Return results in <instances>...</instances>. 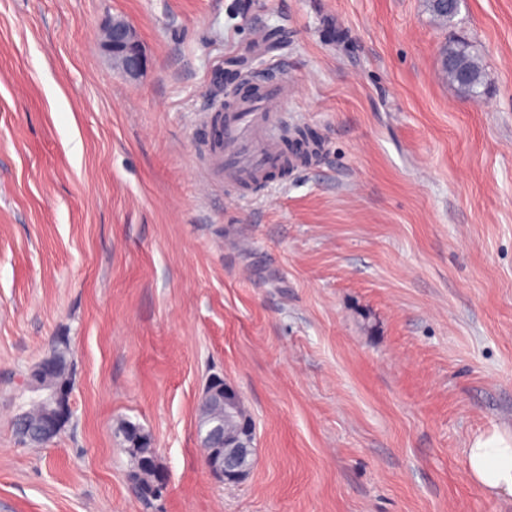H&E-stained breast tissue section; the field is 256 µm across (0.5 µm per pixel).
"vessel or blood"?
<instances>
[{
    "label": "vessel or blood",
    "instance_id": "1",
    "mask_svg": "<svg viewBox=\"0 0 512 512\" xmlns=\"http://www.w3.org/2000/svg\"><path fill=\"white\" fill-rule=\"evenodd\" d=\"M293 94L285 81L249 75L230 108L218 106L201 114L200 127L213 131L199 158L206 187L219 183L230 190L260 188L271 174L298 167V159L273 133Z\"/></svg>",
    "mask_w": 512,
    "mask_h": 512
}]
</instances>
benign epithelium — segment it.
<instances>
[{
    "label": "benign epithelium",
    "instance_id": "benign-epithelium-1",
    "mask_svg": "<svg viewBox=\"0 0 512 512\" xmlns=\"http://www.w3.org/2000/svg\"><path fill=\"white\" fill-rule=\"evenodd\" d=\"M103 49L118 61L121 73L139 76L146 65L134 27L125 20H112L103 29ZM202 423L197 437L205 450L210 475L227 486L241 483L255 463V428L241 405L238 392L214 378L203 391L197 407Z\"/></svg>",
    "mask_w": 512,
    "mask_h": 512
}]
</instances>
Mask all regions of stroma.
Listing matches in <instances>:
<instances>
[{"label":"stroma","instance_id":"35a3bbf8","mask_svg":"<svg viewBox=\"0 0 512 512\" xmlns=\"http://www.w3.org/2000/svg\"><path fill=\"white\" fill-rule=\"evenodd\" d=\"M136 30L143 73L99 31ZM272 36L261 45L257 36ZM481 95L443 73L449 39ZM318 136L267 189L201 193L200 113L269 64ZM70 340V424L21 447L23 376ZM238 391L256 462L207 471ZM151 436L144 502L115 432ZM512 432V0H0V512H512L467 469ZM103 49L118 61L121 73L130 78L139 76L146 65L134 27L125 20H112L103 29ZM445 65L448 64V58L451 63L443 70L448 79L456 83L457 86L468 96L477 97L480 94L478 88L482 85L483 70L477 58L471 53L469 46L465 42L449 43L444 51ZM463 75L461 77L460 75ZM197 437L205 450L210 475L227 486L241 483L255 463V428L241 405L238 392L224 378H214L203 391L197 407ZM224 419L238 421L234 433L224 431Z\"/></svg>","mask_w":512,"mask_h":512}]
</instances>
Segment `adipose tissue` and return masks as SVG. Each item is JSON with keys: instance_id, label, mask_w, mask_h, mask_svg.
<instances>
[{"instance_id": "ef3b65f1", "label": "adipose tissue", "mask_w": 512, "mask_h": 512, "mask_svg": "<svg viewBox=\"0 0 512 512\" xmlns=\"http://www.w3.org/2000/svg\"><path fill=\"white\" fill-rule=\"evenodd\" d=\"M468 466L476 483L512 496V434L496 430L477 436L468 450Z\"/></svg>"}]
</instances>
